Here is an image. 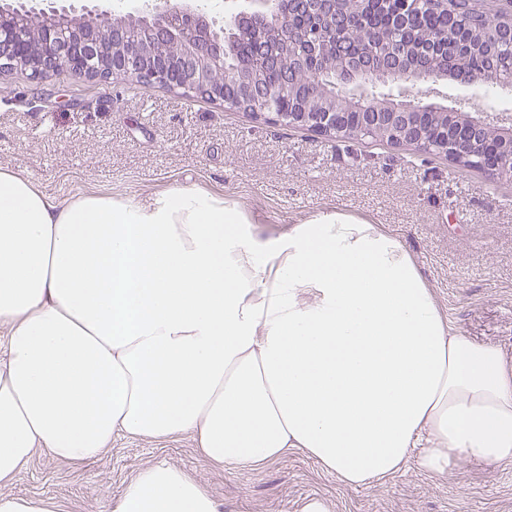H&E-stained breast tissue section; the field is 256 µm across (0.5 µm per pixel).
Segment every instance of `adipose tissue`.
I'll list each match as a JSON object with an SVG mask.
<instances>
[{
	"label": "adipose tissue",
	"instance_id": "1",
	"mask_svg": "<svg viewBox=\"0 0 512 512\" xmlns=\"http://www.w3.org/2000/svg\"><path fill=\"white\" fill-rule=\"evenodd\" d=\"M0 485L35 451L196 439L218 469L297 449L346 487L409 457L512 461V360L453 331L402 243L319 212L264 237L194 188L59 201L0 169ZM110 512H220L187 470L142 468Z\"/></svg>",
	"mask_w": 512,
	"mask_h": 512
}]
</instances>
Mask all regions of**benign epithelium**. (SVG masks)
Listing matches in <instances>:
<instances>
[{
    "instance_id": "benign-epithelium-1",
    "label": "benign epithelium",
    "mask_w": 512,
    "mask_h": 512,
    "mask_svg": "<svg viewBox=\"0 0 512 512\" xmlns=\"http://www.w3.org/2000/svg\"><path fill=\"white\" fill-rule=\"evenodd\" d=\"M35 0H0V76L23 71L43 82L65 70L82 80L107 81L127 78L146 89L167 87L189 97L217 104L235 100L261 107V118L272 124L282 115L266 112L272 90L265 74L280 73L284 87L298 89L296 74L311 63L339 54L338 70L320 71L303 92L322 96L336 86L348 87L371 73L406 80L418 74H434L427 64L429 52L403 42L390 45L377 55L348 53L350 34L356 25L352 12L337 7V0H249V6L231 15L224 24L207 15L195 0H157L136 9L141 16L140 36H131L128 21L110 9H100L81 0H44L47 7L31 6ZM496 11L509 23L489 29L493 41L512 42V0H494ZM311 17L319 20L318 31L291 39L270 31L272 20ZM244 38L253 42L246 58L237 54ZM233 59L235 71L216 83L214 73ZM424 108H408L393 102L379 103L366 112H338L336 104L306 108L289 115L290 125L306 128L328 138L349 137L360 129L386 130L393 144L422 147L426 131ZM442 129L453 152L462 155L469 147L492 151L497 160L487 172L512 178V128L496 131L457 112H441Z\"/></svg>"
}]
</instances>
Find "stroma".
<instances>
[{"mask_svg": "<svg viewBox=\"0 0 512 512\" xmlns=\"http://www.w3.org/2000/svg\"><path fill=\"white\" fill-rule=\"evenodd\" d=\"M394 87L407 105L512 116V88L449 79ZM0 168L61 201L89 191L145 200L201 187L238 204L268 236L322 210L382 225L413 256L449 325L512 357V182L445 156L321 137L130 80L83 81L62 71L36 83L16 72L0 77ZM159 461L191 471L222 512H298L311 496L326 498L332 512H512V463L461 460L436 477L412 459L354 489L298 451L219 470L189 437L119 436L77 467L39 450L0 490L52 498L60 512H108L138 470Z\"/></svg>", "mask_w": 512, "mask_h": 512, "instance_id": "1", "label": "stroma"}]
</instances>
